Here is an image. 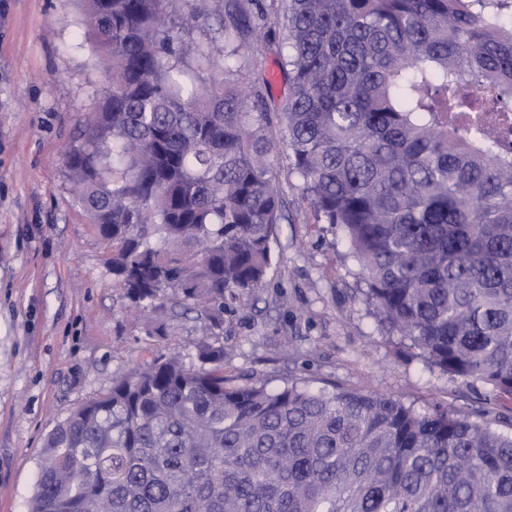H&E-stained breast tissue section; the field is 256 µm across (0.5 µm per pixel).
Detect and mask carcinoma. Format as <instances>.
<instances>
[{
  "instance_id": "1",
  "label": "carcinoma",
  "mask_w": 512,
  "mask_h": 512,
  "mask_svg": "<svg viewBox=\"0 0 512 512\" xmlns=\"http://www.w3.org/2000/svg\"><path fill=\"white\" fill-rule=\"evenodd\" d=\"M81 2L105 84L66 172L129 301L220 328L264 286L285 205L243 47L265 43L289 171L380 315L512 399V0H284L276 42L254 0ZM29 512H512V432L228 377L205 336L52 429Z\"/></svg>"
}]
</instances>
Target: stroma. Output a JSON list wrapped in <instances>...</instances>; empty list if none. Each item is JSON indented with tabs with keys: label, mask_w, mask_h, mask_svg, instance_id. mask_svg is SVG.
<instances>
[{
	"label": "stroma",
	"mask_w": 512,
	"mask_h": 512,
	"mask_svg": "<svg viewBox=\"0 0 512 512\" xmlns=\"http://www.w3.org/2000/svg\"><path fill=\"white\" fill-rule=\"evenodd\" d=\"M86 30L79 0H0V512H27L44 438L71 410L156 352L193 358L206 335L223 342L230 377L389 394L421 412L452 407L512 430V400L448 375L391 330L342 232L317 223L288 174V86L271 51L258 65L286 218L264 288L227 303L219 330L179 307L159 328L150 309L131 304L65 169L101 85Z\"/></svg>",
	"instance_id": "35a3bbf8"
}]
</instances>
